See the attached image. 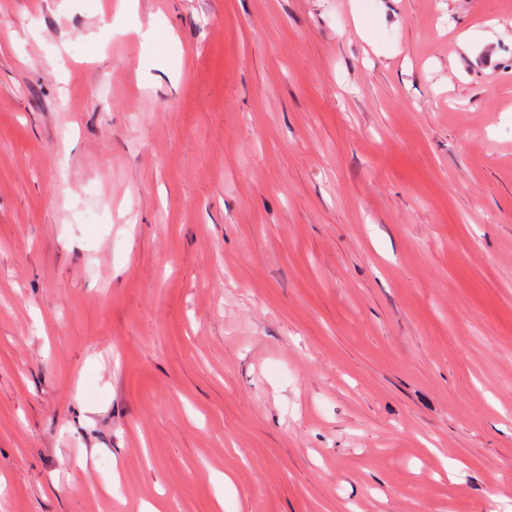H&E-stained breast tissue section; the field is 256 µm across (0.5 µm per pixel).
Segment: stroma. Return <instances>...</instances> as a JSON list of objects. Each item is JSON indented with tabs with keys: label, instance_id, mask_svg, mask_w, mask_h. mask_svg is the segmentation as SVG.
Returning a JSON list of instances; mask_svg holds the SVG:
<instances>
[{
	"label": "stroma",
	"instance_id": "1",
	"mask_svg": "<svg viewBox=\"0 0 512 512\" xmlns=\"http://www.w3.org/2000/svg\"><path fill=\"white\" fill-rule=\"evenodd\" d=\"M158 499L512 512V0H0V512Z\"/></svg>",
	"mask_w": 512,
	"mask_h": 512
}]
</instances>
